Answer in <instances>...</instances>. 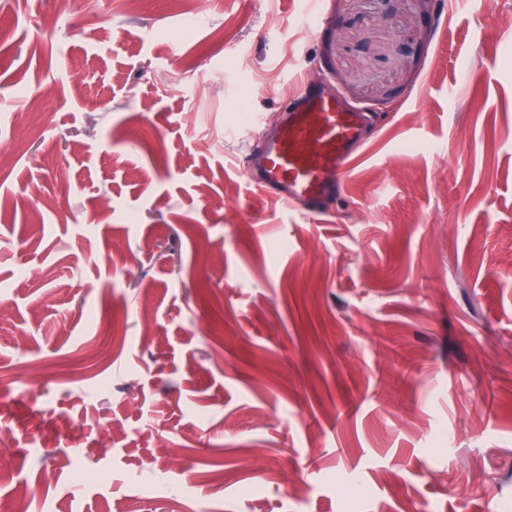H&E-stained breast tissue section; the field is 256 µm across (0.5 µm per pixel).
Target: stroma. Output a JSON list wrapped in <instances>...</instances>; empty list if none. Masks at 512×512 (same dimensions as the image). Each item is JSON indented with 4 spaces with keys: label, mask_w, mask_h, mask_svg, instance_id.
Returning a JSON list of instances; mask_svg holds the SVG:
<instances>
[{
    "label": "stroma",
    "mask_w": 512,
    "mask_h": 512,
    "mask_svg": "<svg viewBox=\"0 0 512 512\" xmlns=\"http://www.w3.org/2000/svg\"><path fill=\"white\" fill-rule=\"evenodd\" d=\"M497 2L0 0V512L512 502ZM301 70L372 117L314 223L247 176Z\"/></svg>",
    "instance_id": "1"
}]
</instances>
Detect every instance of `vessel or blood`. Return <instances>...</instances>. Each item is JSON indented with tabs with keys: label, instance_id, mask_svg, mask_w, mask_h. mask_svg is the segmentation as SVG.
<instances>
[{
	"label": "vessel or blood",
	"instance_id": "1",
	"mask_svg": "<svg viewBox=\"0 0 512 512\" xmlns=\"http://www.w3.org/2000/svg\"><path fill=\"white\" fill-rule=\"evenodd\" d=\"M362 115L313 88L295 97L278 131L250 152L249 181L285 205L305 204L315 220L342 190V175L358 145Z\"/></svg>",
	"mask_w": 512,
	"mask_h": 512
}]
</instances>
